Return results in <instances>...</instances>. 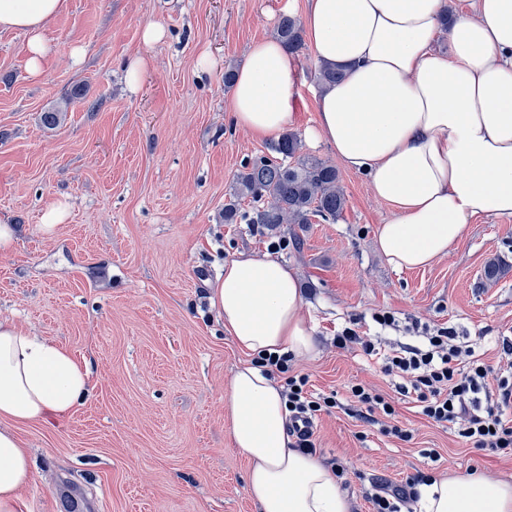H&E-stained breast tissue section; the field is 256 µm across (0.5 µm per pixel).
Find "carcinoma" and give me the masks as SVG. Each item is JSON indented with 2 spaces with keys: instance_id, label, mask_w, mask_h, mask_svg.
I'll list each match as a JSON object with an SVG mask.
<instances>
[{
  "instance_id": "carcinoma-1",
  "label": "carcinoma",
  "mask_w": 512,
  "mask_h": 512,
  "mask_svg": "<svg viewBox=\"0 0 512 512\" xmlns=\"http://www.w3.org/2000/svg\"><path fill=\"white\" fill-rule=\"evenodd\" d=\"M276 37L294 53L303 48L300 25L291 16L281 18ZM271 152L250 159L236 174L224 223L242 218L250 224H310L314 217L335 221L342 216L346 198L336 167L304 153L295 132L283 133ZM245 199L253 204L250 215L240 213Z\"/></svg>"
}]
</instances>
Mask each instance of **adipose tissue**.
<instances>
[{"instance_id":"1","label":"adipose tissue","mask_w":512,"mask_h":512,"mask_svg":"<svg viewBox=\"0 0 512 512\" xmlns=\"http://www.w3.org/2000/svg\"><path fill=\"white\" fill-rule=\"evenodd\" d=\"M289 6L303 13L314 62L342 73L322 88L305 138L366 175L389 205L376 242L394 269L447 255L475 217H512V0H471L453 16L448 0ZM66 7L67 0H0V30L26 36L30 77L54 56L46 24ZM442 33L445 51L435 46ZM297 85L294 54L273 38L253 42L228 103L235 123L260 138L279 136L295 120ZM209 302L242 352L303 356L317 348L300 277L276 257L226 262ZM90 392L85 359L0 318V512H22L31 478L15 426L67 416ZM224 409L260 512H349L331 470L290 447L285 402L261 367L236 371ZM419 491L423 512H512L506 482L442 477Z\"/></svg>"}]
</instances>
